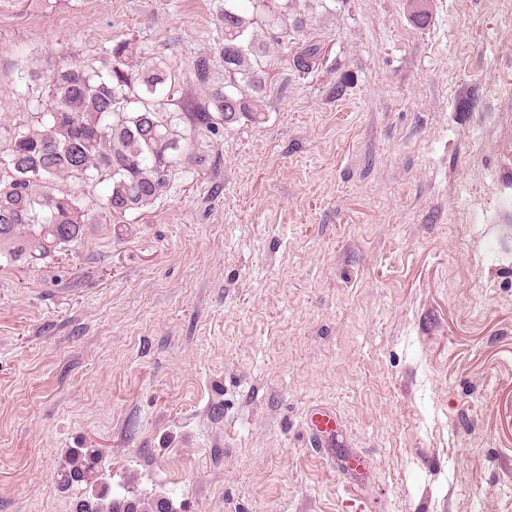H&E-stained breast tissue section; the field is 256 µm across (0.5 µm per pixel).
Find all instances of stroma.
Masks as SVG:
<instances>
[{
	"label": "stroma",
	"mask_w": 512,
	"mask_h": 512,
	"mask_svg": "<svg viewBox=\"0 0 512 512\" xmlns=\"http://www.w3.org/2000/svg\"><path fill=\"white\" fill-rule=\"evenodd\" d=\"M224 0H0L24 76L130 34L177 99ZM298 0L266 119L200 136L145 212L0 261V512H74L66 449L176 512H512V0ZM346 88L336 96L337 85ZM335 413L339 470L311 446ZM323 56V47L320 43L303 42L292 58L294 71L303 74L311 72L320 64Z\"/></svg>",
	"instance_id": "1"
}]
</instances>
